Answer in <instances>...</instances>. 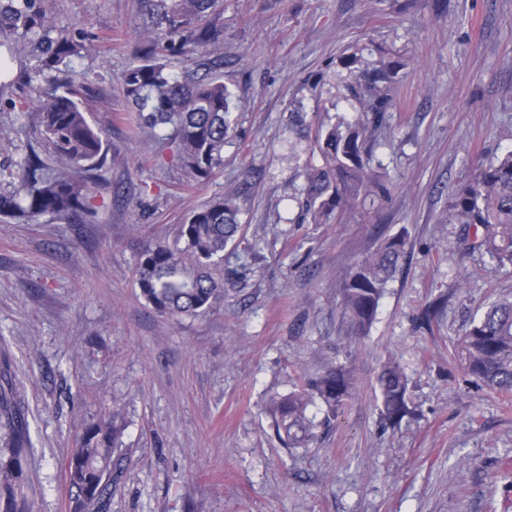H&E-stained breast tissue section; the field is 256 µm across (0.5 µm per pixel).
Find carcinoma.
I'll use <instances>...</instances> for the list:
<instances>
[{
    "mask_svg": "<svg viewBox=\"0 0 512 512\" xmlns=\"http://www.w3.org/2000/svg\"><path fill=\"white\" fill-rule=\"evenodd\" d=\"M219 0H140L151 27L121 80V90L145 134L158 139L172 128L178 161L193 181L209 180L224 164V143L233 129L234 95L212 76L220 66L207 59V71L188 83L170 71V59L190 58L218 43ZM91 33L57 27L46 0H0V48L20 65L12 83L27 89L20 96L0 94V112L23 119L19 132L38 134L50 158L28 154L12 167H0V223H32L49 215L64 223L92 222L98 211L90 183L106 164L104 127L91 120L97 106L85 94V76L73 66L83 57ZM352 54L341 60L350 80L343 99L355 98L351 118L320 125L304 165L306 212L316 224L346 221L366 200L388 204L390 180L369 164L401 63L373 69L358 67ZM238 194L235 189L210 199L179 225L171 243L147 247L138 262L137 285L146 303L162 315L195 316L224 294L237 271L224 267V251L237 246ZM448 221L460 225L461 241L500 267H512V149L478 165L471 179L448 199ZM404 235L384 240L342 277L341 307L355 334L365 335L376 321L387 284L404 254ZM454 357L477 383L497 394L512 395V301L481 305L479 317L457 340ZM352 364L336 363L318 377L274 396L266 404L278 438L288 448L316 438L310 407L321 404L327 418H338L355 390ZM408 377L393 357L382 364L375 395L382 419L396 423L408 410ZM0 512H36L22 461L30 436L21 392L0 384ZM123 426L117 420L86 427L67 461L69 484L76 489L75 512L100 502L112 479V454Z\"/></svg>",
    "mask_w": 512,
    "mask_h": 512,
    "instance_id": "1",
    "label": "carcinoma"
}]
</instances>
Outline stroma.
<instances>
[{"label":"stroma","mask_w":512,"mask_h":512,"mask_svg":"<svg viewBox=\"0 0 512 512\" xmlns=\"http://www.w3.org/2000/svg\"><path fill=\"white\" fill-rule=\"evenodd\" d=\"M224 0L217 74L242 101L224 166L187 185L173 146L128 120L121 78L144 23L136 0H49L58 27L94 37L76 64L108 130L94 223L0 225V373L24 395L26 477L40 512H72L66 462L89 424L124 426L93 512H512V402L482 389L453 343L479 306L512 296V270L460 258L448 196L512 147V0ZM403 64L373 160L392 201L366 222L314 224L302 167L321 123L353 112L341 61ZM239 191L238 269L203 314L168 319L136 285L140 253L190 212ZM408 245L377 319L355 335L341 272L377 246ZM440 312L420 320L428 305ZM410 412L385 427L374 397L388 356ZM350 357L342 415L310 408L320 441L285 448L269 396Z\"/></svg>","instance_id":"1"}]
</instances>
